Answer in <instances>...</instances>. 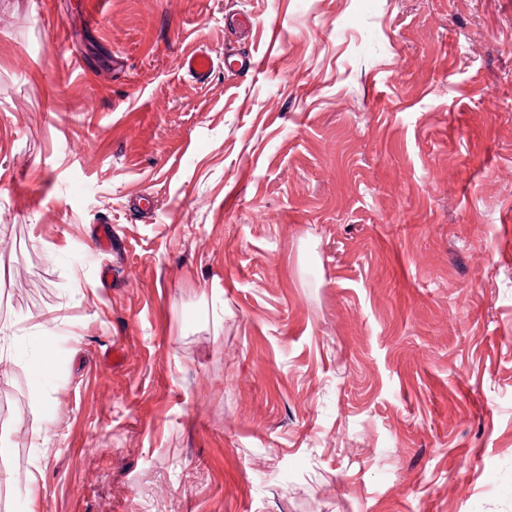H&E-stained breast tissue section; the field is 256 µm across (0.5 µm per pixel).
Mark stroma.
Returning <instances> with one entry per match:
<instances>
[{"label": "stroma", "mask_w": 512, "mask_h": 512, "mask_svg": "<svg viewBox=\"0 0 512 512\" xmlns=\"http://www.w3.org/2000/svg\"><path fill=\"white\" fill-rule=\"evenodd\" d=\"M1 324L0 512H512V0H0ZM183 68L197 81L205 83L214 68L212 56L203 51L188 54L183 59Z\"/></svg>", "instance_id": "35a3bbf8"}]
</instances>
